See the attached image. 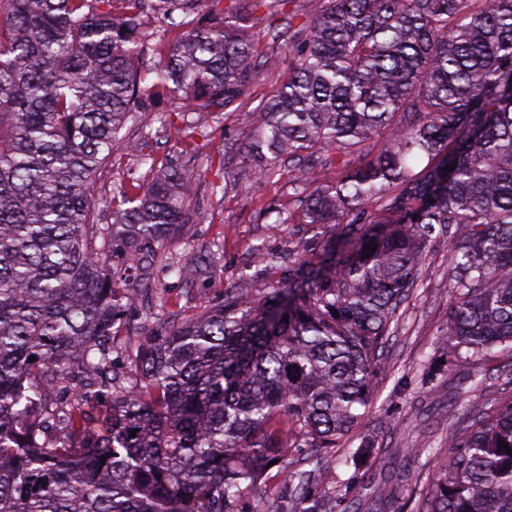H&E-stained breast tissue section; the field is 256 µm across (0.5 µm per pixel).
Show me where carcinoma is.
Here are the masks:
<instances>
[{
  "label": "carcinoma",
  "mask_w": 512,
  "mask_h": 512,
  "mask_svg": "<svg viewBox=\"0 0 512 512\" xmlns=\"http://www.w3.org/2000/svg\"><path fill=\"white\" fill-rule=\"evenodd\" d=\"M263 9L265 50L245 33ZM260 81L247 158L263 179L294 165L300 205L275 223L319 225L321 252L259 301L193 318L160 302L120 391L124 312L154 292L197 183L145 152L149 135L204 138ZM129 123L146 186L100 224L90 184ZM444 235L457 363L497 348L512 367V0H0V512H242L269 463L359 426ZM117 254L138 272L124 288ZM211 268L200 254L168 271ZM489 380L472 374L426 487L379 489L373 512H512V394ZM283 484L271 512H338L314 470L290 465Z\"/></svg>",
  "instance_id": "1"
}]
</instances>
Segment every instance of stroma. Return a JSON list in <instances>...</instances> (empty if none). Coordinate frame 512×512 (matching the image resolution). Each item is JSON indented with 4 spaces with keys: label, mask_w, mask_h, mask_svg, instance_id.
<instances>
[{
    "label": "stroma",
    "mask_w": 512,
    "mask_h": 512,
    "mask_svg": "<svg viewBox=\"0 0 512 512\" xmlns=\"http://www.w3.org/2000/svg\"><path fill=\"white\" fill-rule=\"evenodd\" d=\"M249 135V128L231 117L211 125L197 151L186 155L198 175L194 204L199 219L181 225L164 245L156 259L155 279L157 290L183 317L221 303L240 288L249 289L259 299L269 288L286 284L291 263L271 270L257 266L255 248L284 254L301 241L313 247L319 244L311 225L275 224L265 218L268 207H296L292 172L290 167H282L269 180L254 174L243 154ZM222 166L246 185V192L224 197L212 194L211 184ZM145 172V167L132 164L127 157L114 155L111 166L95 175L92 195L98 199L113 186L142 184ZM206 250L215 253L213 271L206 281L186 283L165 272L166 264L190 261ZM424 276L423 286L404 304L396 332L383 348L384 362L374 380L370 412L318 474L320 485L343 494L344 506L357 512H371L372 488L389 487L399 479L413 487L426 485L435 465L432 450L445 443L454 430L451 417L466 400L467 372L457 365L453 348L446 345L450 301L447 239L431 243ZM433 361L441 364L439 390L434 395L420 381L424 367ZM366 437L374 442L371 458L359 467L348 463L350 452ZM403 448L419 449L420 454L402 457L399 451Z\"/></svg>",
    "instance_id": "1"
}]
</instances>
